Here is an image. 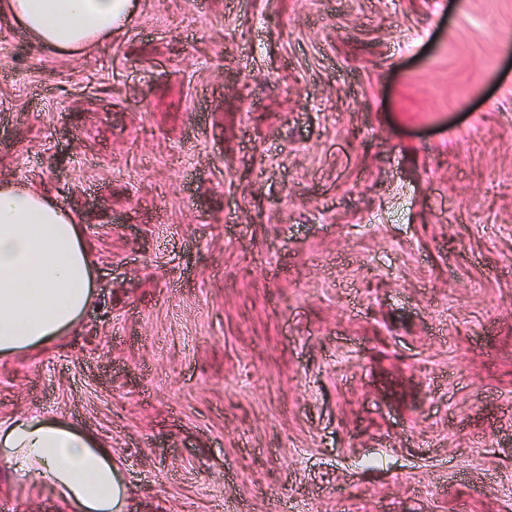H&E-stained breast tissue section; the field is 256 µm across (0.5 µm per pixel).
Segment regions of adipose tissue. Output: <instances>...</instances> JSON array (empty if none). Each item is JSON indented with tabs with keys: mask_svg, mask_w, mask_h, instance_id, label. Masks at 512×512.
<instances>
[{
	"mask_svg": "<svg viewBox=\"0 0 512 512\" xmlns=\"http://www.w3.org/2000/svg\"><path fill=\"white\" fill-rule=\"evenodd\" d=\"M131 0H0L37 44L90 50L125 28ZM82 225L24 185L0 184V358L49 346L74 328L92 294ZM0 467L51 487L72 512H124L127 489L97 436L40 414L0 420Z\"/></svg>",
	"mask_w": 512,
	"mask_h": 512,
	"instance_id": "1",
	"label": "adipose tissue"
}]
</instances>
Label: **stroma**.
Instances as JSON below:
<instances>
[{
	"mask_svg": "<svg viewBox=\"0 0 512 512\" xmlns=\"http://www.w3.org/2000/svg\"><path fill=\"white\" fill-rule=\"evenodd\" d=\"M135 2L81 55L0 20V182L95 270L0 417L107 441L126 512H512V0Z\"/></svg>",
	"mask_w": 512,
	"mask_h": 512,
	"instance_id": "obj_1",
	"label": "stroma"
}]
</instances>
